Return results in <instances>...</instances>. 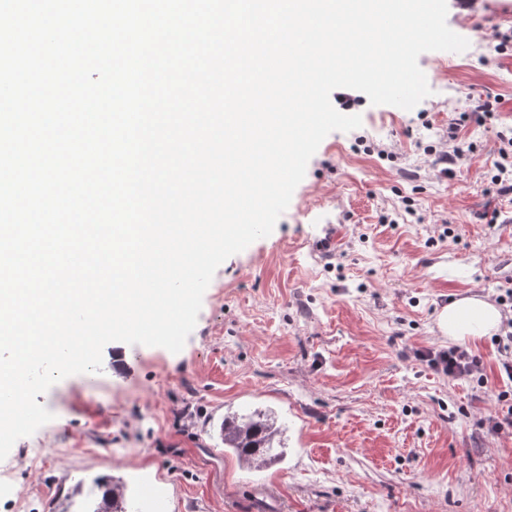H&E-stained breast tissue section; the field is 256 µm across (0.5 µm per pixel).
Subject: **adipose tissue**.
<instances>
[{
  "mask_svg": "<svg viewBox=\"0 0 512 512\" xmlns=\"http://www.w3.org/2000/svg\"><path fill=\"white\" fill-rule=\"evenodd\" d=\"M503 320V313L494 303L479 297H467L444 306L437 326L449 341L465 345L491 334Z\"/></svg>",
  "mask_w": 512,
  "mask_h": 512,
  "instance_id": "1",
  "label": "adipose tissue"
}]
</instances>
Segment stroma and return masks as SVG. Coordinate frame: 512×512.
Segmentation results:
<instances>
[{"label": "stroma", "mask_w": 512, "mask_h": 512, "mask_svg": "<svg viewBox=\"0 0 512 512\" xmlns=\"http://www.w3.org/2000/svg\"><path fill=\"white\" fill-rule=\"evenodd\" d=\"M447 4L470 46L420 55L441 72L431 96L407 111L334 90L361 127L328 134L272 233L220 265L179 353L112 342L101 373L38 396L54 418L13 445L0 512H78L112 477L134 512H151L144 483L166 512H512V430L485 426L512 388L491 337L469 345L481 384L413 356L448 347V302L512 285V199L490 181L512 127V50L496 49L512 0ZM481 99L495 118L462 120ZM455 122L472 150L447 174L430 148ZM257 409L287 453L249 470L206 426Z\"/></svg>", "instance_id": "35a3bbf8"}]
</instances>
